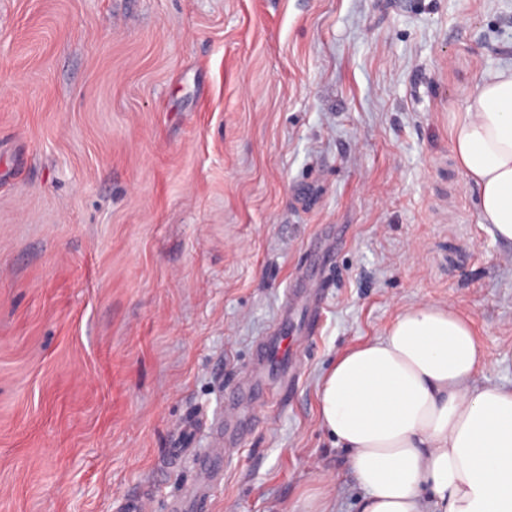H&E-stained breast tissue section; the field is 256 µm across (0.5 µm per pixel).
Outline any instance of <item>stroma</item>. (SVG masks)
Listing matches in <instances>:
<instances>
[{"mask_svg":"<svg viewBox=\"0 0 512 512\" xmlns=\"http://www.w3.org/2000/svg\"><path fill=\"white\" fill-rule=\"evenodd\" d=\"M512 0H0V512H358L317 382L405 306L512 388V244L449 137ZM285 361L248 386L260 343ZM215 472L209 464L201 465L192 488L178 500L171 503L169 512H184L188 502L195 501L197 507L207 501V493L215 482ZM291 512H335L336 504L321 488L309 490Z\"/></svg>","mask_w":512,"mask_h":512,"instance_id":"35a3bbf8","label":"stroma"}]
</instances>
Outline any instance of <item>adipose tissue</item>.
Returning <instances> with one entry per match:
<instances>
[{
	"label": "adipose tissue",
	"instance_id": "adipose-tissue-1",
	"mask_svg": "<svg viewBox=\"0 0 512 512\" xmlns=\"http://www.w3.org/2000/svg\"><path fill=\"white\" fill-rule=\"evenodd\" d=\"M450 138L482 223L512 242V67L474 84ZM482 364L471 322L432 304L337 354L317 413L359 512H512V389L474 386Z\"/></svg>",
	"mask_w": 512,
	"mask_h": 512
}]
</instances>
